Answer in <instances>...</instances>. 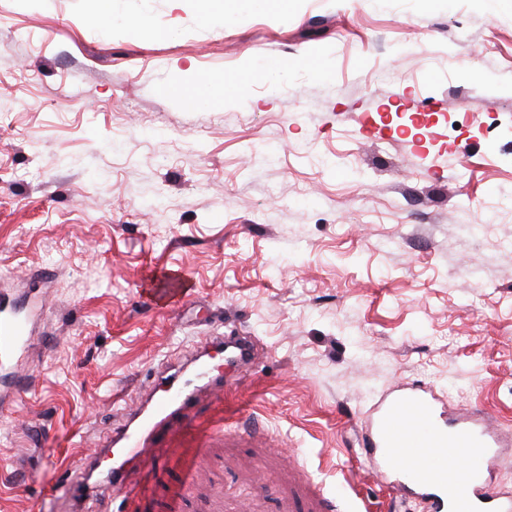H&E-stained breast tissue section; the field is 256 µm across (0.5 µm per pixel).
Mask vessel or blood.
<instances>
[{
    "label": "vessel or blood",
    "instance_id": "vessel-or-blood-1",
    "mask_svg": "<svg viewBox=\"0 0 512 512\" xmlns=\"http://www.w3.org/2000/svg\"><path fill=\"white\" fill-rule=\"evenodd\" d=\"M25 335L24 322L0 309V357L14 353ZM220 346L229 364L254 360L247 339L230 338ZM223 387V375L202 367L193 380L165 390L116 428L112 448L101 449V456H121V464L97 482L91 481L89 468H81L66 482L65 491L80 492L90 503L115 494L134 504L142 490L136 473L160 458L165 438L177 433V421L196 404L201 389ZM367 434L375 474L393 496L421 498L428 512H512V491L492 485L500 448L489 415L447 412L431 389L406 385L380 400Z\"/></svg>",
    "mask_w": 512,
    "mask_h": 512
}]
</instances>
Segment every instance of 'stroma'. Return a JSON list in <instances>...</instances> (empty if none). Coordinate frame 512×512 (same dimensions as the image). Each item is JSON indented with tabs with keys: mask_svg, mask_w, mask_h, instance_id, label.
<instances>
[{
	"mask_svg": "<svg viewBox=\"0 0 512 512\" xmlns=\"http://www.w3.org/2000/svg\"><path fill=\"white\" fill-rule=\"evenodd\" d=\"M0 0V512H56L171 361L250 337L139 512H427L359 456L399 384L512 435V0ZM141 22L130 32L127 21ZM224 79L201 105L163 86ZM492 101L496 124L481 112ZM175 305L146 298L168 274ZM265 441L197 435L226 410ZM26 335L24 322L13 313L0 309V357L14 353L23 343ZM224 336H209L206 343L220 341L224 359L227 363L239 366L251 364L254 360V352L246 338H230L223 341Z\"/></svg>",
	"mask_w": 512,
	"mask_h": 512,
	"instance_id": "35a3bbf8",
	"label": "stroma"
}]
</instances>
